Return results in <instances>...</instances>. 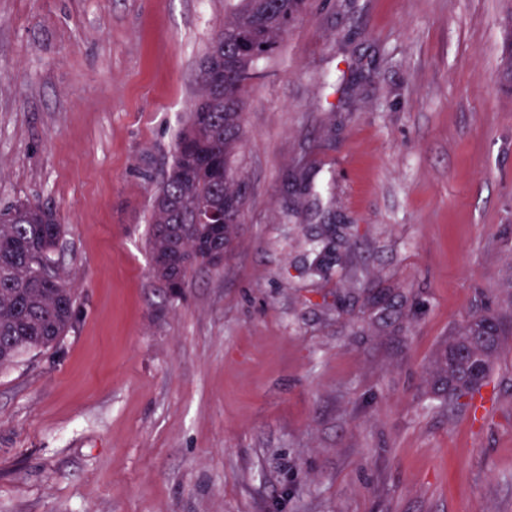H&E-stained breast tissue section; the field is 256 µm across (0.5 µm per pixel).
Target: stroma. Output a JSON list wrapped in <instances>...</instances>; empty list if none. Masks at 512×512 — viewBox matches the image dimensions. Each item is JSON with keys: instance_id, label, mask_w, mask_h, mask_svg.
Wrapping results in <instances>:
<instances>
[{"instance_id": "35a3bbf8", "label": "stroma", "mask_w": 512, "mask_h": 512, "mask_svg": "<svg viewBox=\"0 0 512 512\" xmlns=\"http://www.w3.org/2000/svg\"><path fill=\"white\" fill-rule=\"evenodd\" d=\"M224 0H0V205L56 209L75 321L0 370V512H512V0H310L251 87L252 183L171 300L147 238ZM333 176L330 195L299 193ZM334 231L343 266L302 275ZM210 225L212 227L211 237L199 243L198 251L206 253L211 264L218 268L224 263V249L219 247V239L224 236V246L229 251L239 227H229L224 235V216L216 217ZM503 338L502 320L495 313L473 318L448 338V343L435 360L433 376V393L443 397L441 405H465L476 415L478 407L474 399L481 396V389L489 384L491 367L498 357ZM453 350L461 355L450 357ZM471 356L480 357L482 361L477 376L470 368ZM461 399H467V402L461 403Z\"/></svg>"}]
</instances>
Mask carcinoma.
I'll return each instance as SVG.
<instances>
[{
  "instance_id": "carcinoma-1",
  "label": "carcinoma",
  "mask_w": 512,
  "mask_h": 512,
  "mask_svg": "<svg viewBox=\"0 0 512 512\" xmlns=\"http://www.w3.org/2000/svg\"><path fill=\"white\" fill-rule=\"evenodd\" d=\"M309 0H232L228 16L215 31L201 64L221 65L224 88L214 90L199 70L197 100L179 130L172 163L154 192L149 251L153 272L163 283L174 273L169 254L192 251L207 226L199 214L224 209V196L237 195L241 206L230 219L224 246L231 248L242 223L251 185L240 167L246 93L262 66L281 51L288 29ZM63 236L56 212L43 204L18 200L0 209V369L23 355L48 348L66 335L74 319V299L64 276L52 270ZM329 232L309 240L315 254L310 274L326 278L332 265ZM504 338L501 317L473 318L448 338L438 354L434 395L441 405H465L477 411L475 397L489 374Z\"/></svg>"
}]
</instances>
